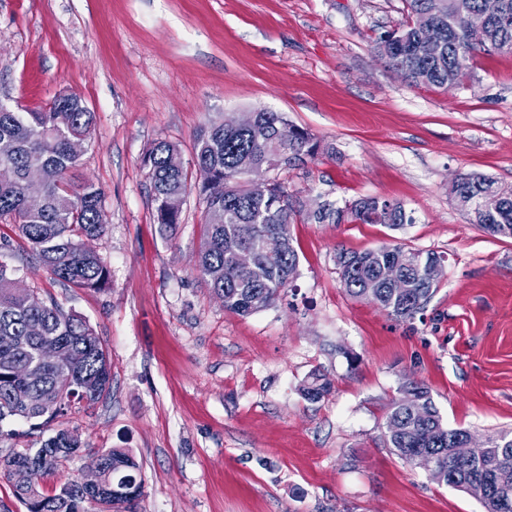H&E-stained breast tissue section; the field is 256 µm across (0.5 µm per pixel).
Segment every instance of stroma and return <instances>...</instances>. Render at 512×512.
<instances>
[{"label":"stroma","mask_w":512,"mask_h":512,"mask_svg":"<svg viewBox=\"0 0 512 512\" xmlns=\"http://www.w3.org/2000/svg\"><path fill=\"white\" fill-rule=\"evenodd\" d=\"M406 19L405 0H0V104L30 112L80 95L95 114L81 173L104 192L102 291L53 281L0 221V262L88 319L111 368L106 397L58 420L86 446L44 490L128 448L139 512H482L394 454L386 415L415 380L449 427L512 429V239L480 231L449 194L460 173L512 187V55L478 52L451 90L409 85L375 50ZM261 107L321 143L272 173L294 198L398 200L414 221L300 214L295 280L240 316L196 268L202 199L190 193L162 232L143 156L166 140L192 166L201 128ZM383 245L445 259L414 319L341 284L339 251ZM315 373L331 391L313 402Z\"/></svg>","instance_id":"1"}]
</instances>
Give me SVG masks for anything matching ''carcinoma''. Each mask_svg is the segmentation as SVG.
<instances>
[{
    "label": "carcinoma",
    "mask_w": 512,
    "mask_h": 512,
    "mask_svg": "<svg viewBox=\"0 0 512 512\" xmlns=\"http://www.w3.org/2000/svg\"><path fill=\"white\" fill-rule=\"evenodd\" d=\"M449 0H406L408 17L430 15L440 26V39L432 47L421 45L415 28L401 26L404 42L390 66L408 83L441 88L448 81L461 82L469 75L475 52L494 50L512 53V0H497L498 15L483 33L469 31L462 20L448 13ZM258 126L236 128L212 124L199 131L195 165L210 178L224 180V196L208 194L206 181L191 182L177 145L158 141L147 150V169L156 222L172 230L187 194L195 189L205 202L197 269L212 292L222 297L224 309L247 316L273 305L297 274L298 254L290 226L301 204L286 187L274 181L264 199L252 197L246 187L247 169L255 164L293 167L314 159L320 142L306 129L293 125L281 112L258 109ZM94 113L75 93L59 95L49 107L32 112L0 111V218L13 221L19 235L52 278L67 286L103 290L109 286V270L91 242L105 232L104 192L76 175L81 155L72 151L71 138H90ZM39 169L43 191L29 194L27 175ZM453 196H469L491 202L489 215L473 216V223L493 237L512 238V190L501 188L493 178L461 173L451 185ZM360 224H385L398 228L412 223L400 202L365 197L333 208L320 218L322 224L344 220ZM268 235L283 240L282 251L269 256L260 241ZM256 252L252 270L243 275L235 264L239 249ZM439 258L402 245H383L364 252L341 251L336 266L341 283L353 298L365 300L398 320H410L437 288L428 279V267ZM404 277L402 294L390 287L385 270ZM14 270L0 263V424L21 419L43 429L81 406L97 403L109 392L111 374L108 354L95 329L83 316L65 310L54 300L32 292L14 291ZM37 324L41 335L28 329ZM44 346L59 349L63 357L40 366L39 378H25L27 366L38 362ZM330 391L319 375L303 388L318 401ZM386 419L390 448L405 462L425 453L435 464L433 478L441 484L472 494L484 512H512V431L485 437L482 457L460 462L451 448L469 434L450 428L436 407L427 386L416 381L400 387ZM83 446L81 437L59 429L39 448H21L0 456V473L11 479L17 470L33 474L26 485H13L26 512H137L144 480L140 466L128 448H112L102 454V487L85 490L73 481L52 492L43 489L46 478L57 474L64 462Z\"/></svg>",
    "instance_id": "1"
}]
</instances>
